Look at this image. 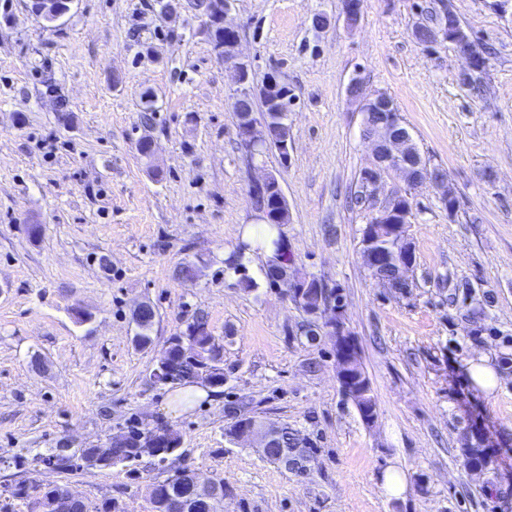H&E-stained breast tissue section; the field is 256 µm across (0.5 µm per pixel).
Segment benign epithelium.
<instances>
[{"mask_svg": "<svg viewBox=\"0 0 512 512\" xmlns=\"http://www.w3.org/2000/svg\"><path fill=\"white\" fill-rule=\"evenodd\" d=\"M68 0L65 5L58 0H34V14L39 16L48 26L52 27L70 10ZM362 0H343V16L346 26L354 29L359 26L362 16ZM230 0H221L211 12L203 17L204 28L224 27V45L216 49V53L231 64L232 78L238 86L233 107L240 106L243 101H260L261 115L251 112L246 115L238 128V139L244 153L250 160H255L257 149L276 144L280 149L283 165H288L293 139L288 126V108L285 90L288 88V77L281 73L267 76L260 83L254 82L250 62L239 52V30L228 23L227 15ZM413 40L419 45L432 46L453 43L463 51L469 60V69H474L478 54L465 34L455 22L445 21L433 25L419 21L411 30ZM349 101L358 105L362 114L361 133L372 149L373 160L361 171L360 180L372 203L369 223L362 233V257L365 266L373 273L378 268L392 263L396 274L403 281H410V271L415 254V246L410 234L411 211L408 203L412 201L411 191L428 183L439 194L440 200L446 202L457 197L455 188L449 183L446 172L434 169L413 148L411 132L403 124L393 99L384 92H369L363 82L354 77L345 88ZM390 171L398 173L406 190L390 193L383 201H378L377 190L385 174ZM274 194L278 210L272 212L260 204H253L256 220L261 224L288 223V202L281 189L278 179L272 174H265L252 182V198L259 195ZM385 226L395 230L398 247L402 258L395 259L383 248L381 229ZM280 282L288 289V294H296L301 301L314 292H320L324 282L314 276L300 272L291 266L289 273L283 275ZM308 322L319 334L330 336L336 344L337 377L344 388L354 394L362 393L363 385L359 384L358 370L361 362L360 352L351 333L346 329L341 317L340 308L330 302L320 303L311 307L307 313ZM280 425L264 421H252L248 426L237 429V434L248 440L249 445L261 455L266 449L277 445ZM57 506L56 496L40 492L29 497L28 512H52Z\"/></svg>", "mask_w": 512, "mask_h": 512, "instance_id": "1", "label": "benign epithelium"}]
</instances>
